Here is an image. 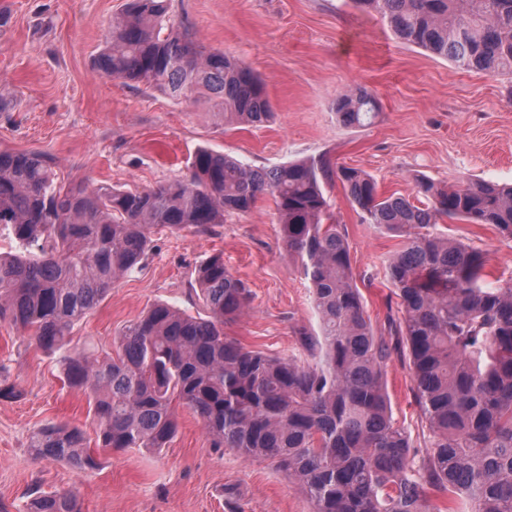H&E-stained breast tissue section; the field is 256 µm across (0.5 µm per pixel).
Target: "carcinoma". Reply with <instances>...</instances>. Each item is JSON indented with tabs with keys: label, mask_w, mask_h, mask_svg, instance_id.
<instances>
[{
	"label": "carcinoma",
	"mask_w": 512,
	"mask_h": 512,
	"mask_svg": "<svg viewBox=\"0 0 512 512\" xmlns=\"http://www.w3.org/2000/svg\"><path fill=\"white\" fill-rule=\"evenodd\" d=\"M354 2L408 45L467 71L512 74V0ZM95 70L173 98L213 94L230 126L275 115L260 78L172 22L167 0H129ZM376 115L364 88L336 98L345 126H367ZM55 167L42 151H0V226L19 244L0 255V323L62 351L68 386L92 396L101 447H166L178 403L199 418L210 447L271 462L311 512H428L427 490L465 500L467 512H512V285L488 283L482 252L437 232L446 219L490 224L512 239L511 185L421 176L409 200L384 196L370 174L324 158L254 167L206 147L188 174L143 190L66 185ZM336 179L365 223L405 238L384 271L400 300L395 332L431 431L421 465L386 391L391 348L365 314L346 234L329 210L325 190ZM265 196L312 288L316 326L294 329L298 354L250 350L224 334L249 309L250 291L221 252L195 269L205 314L156 303L124 328L116 356L67 349L75 322L142 262L153 229L208 234L224 214L249 213ZM28 448L77 473L99 466L75 426H40ZM23 512L82 507L72 489L35 485Z\"/></svg>",
	"instance_id": "1"
}]
</instances>
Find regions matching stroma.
I'll use <instances>...</instances> for the list:
<instances>
[{"label":"stroma","mask_w":512,"mask_h":512,"mask_svg":"<svg viewBox=\"0 0 512 512\" xmlns=\"http://www.w3.org/2000/svg\"><path fill=\"white\" fill-rule=\"evenodd\" d=\"M125 3L0 0V150L46 152L63 177L91 188L166 183L187 172L202 146L258 167L327 157L369 173L384 194L407 198L422 175L512 185V77L467 71L402 43L353 0H171L172 20L265 83L274 121L232 131L205 97L175 99L94 71ZM356 87L378 102L375 122L363 128L343 126L334 110L337 96ZM326 195L345 229L365 312L375 333L387 335V317L400 309L383 262L402 240L362 223L341 183ZM448 232L482 251L488 282L512 283V240L488 224L457 221ZM217 251L253 297L227 333L252 350L295 352L294 328L315 320L310 284L282 245L268 198L251 213L226 215L210 235L156 231L142 263L74 324L73 346L111 351L114 336L156 303L202 311L194 269ZM0 365L18 391L0 398V512H19L35 483L75 488L83 512H309L305 496L269 463L210 448L200 421L179 405L177 433L162 451L97 447L87 396L67 385L57 356L29 347L7 324H0ZM385 383L394 418L425 456L430 431L404 349L393 350ZM50 422L84 429L99 467L78 474L33 459L28 437Z\"/></svg>","instance_id":"stroma-1"}]
</instances>
